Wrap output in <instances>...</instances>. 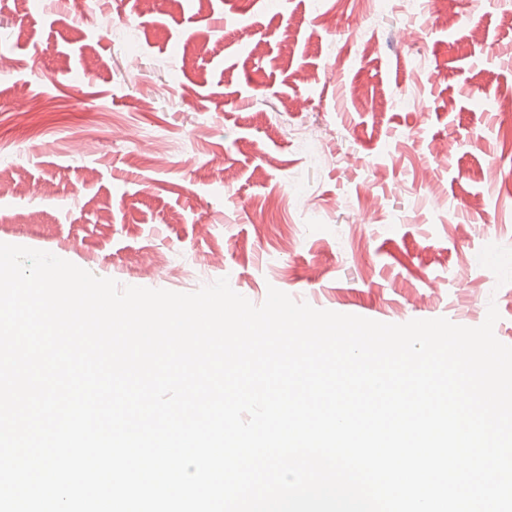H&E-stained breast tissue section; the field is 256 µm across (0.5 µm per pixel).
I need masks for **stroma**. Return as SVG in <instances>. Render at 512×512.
Returning a JSON list of instances; mask_svg holds the SVG:
<instances>
[{"label": "stroma", "instance_id": "35a3bbf8", "mask_svg": "<svg viewBox=\"0 0 512 512\" xmlns=\"http://www.w3.org/2000/svg\"><path fill=\"white\" fill-rule=\"evenodd\" d=\"M0 0V242L512 345V0ZM51 113L37 132L12 110ZM156 156L149 167L139 153Z\"/></svg>", "mask_w": 512, "mask_h": 512}]
</instances>
